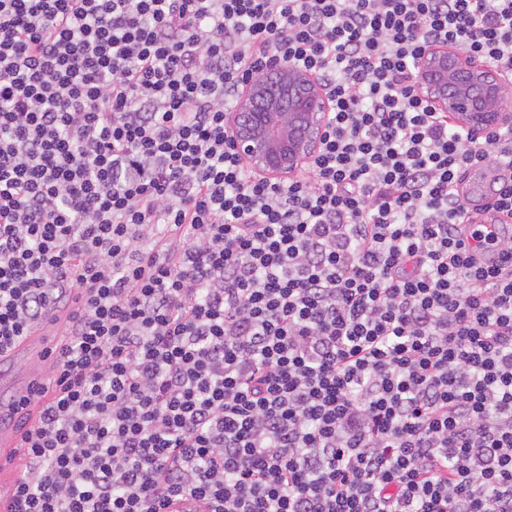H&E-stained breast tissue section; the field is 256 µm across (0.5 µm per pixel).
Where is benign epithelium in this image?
Instances as JSON below:
<instances>
[{
  "label": "benign epithelium",
  "instance_id": "benign-epithelium-1",
  "mask_svg": "<svg viewBox=\"0 0 512 512\" xmlns=\"http://www.w3.org/2000/svg\"><path fill=\"white\" fill-rule=\"evenodd\" d=\"M417 69L418 90L435 108L454 114L461 126L478 133L512 125V97L489 64L476 65L443 46L424 52ZM463 72L469 79H460ZM329 112L325 92L306 71L277 66L246 83L227 127L248 168L284 181L318 151Z\"/></svg>",
  "mask_w": 512,
  "mask_h": 512
}]
</instances>
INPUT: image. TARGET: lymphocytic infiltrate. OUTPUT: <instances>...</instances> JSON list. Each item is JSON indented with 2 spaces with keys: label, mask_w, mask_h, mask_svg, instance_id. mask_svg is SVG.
<instances>
[{
  "label": "lymphocytic infiltrate",
  "mask_w": 512,
  "mask_h": 512,
  "mask_svg": "<svg viewBox=\"0 0 512 512\" xmlns=\"http://www.w3.org/2000/svg\"><path fill=\"white\" fill-rule=\"evenodd\" d=\"M512 75V0H0V352L66 312L0 512H512L503 171L416 88ZM329 127L268 180L226 125L270 63ZM500 176V170L491 166L474 167L468 171L464 181L458 185L459 193L464 197L469 207L464 224L482 223L486 224L484 231L496 232L495 227L492 225L495 223H491L490 219H486L481 210L472 211V208L493 193L500 180Z\"/></svg>",
  "instance_id": "obj_1"
}]
</instances>
